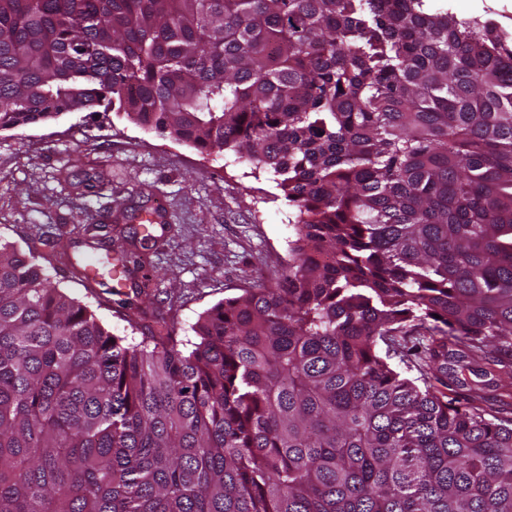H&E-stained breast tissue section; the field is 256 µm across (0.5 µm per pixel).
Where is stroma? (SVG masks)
I'll return each mask as SVG.
<instances>
[{"label":"stroma","mask_w":512,"mask_h":512,"mask_svg":"<svg viewBox=\"0 0 512 512\" xmlns=\"http://www.w3.org/2000/svg\"><path fill=\"white\" fill-rule=\"evenodd\" d=\"M445 4L458 18L478 16L512 35V0ZM155 205L167 222L145 242L129 215ZM293 214L270 174L112 112L0 130V240L32 253L59 288L130 344L159 316L186 343L205 310L238 288L276 282L288 265ZM123 249L140 251L156 271L139 282L141 311L132 318L70 266L91 251Z\"/></svg>","instance_id":"obj_1"}]
</instances>
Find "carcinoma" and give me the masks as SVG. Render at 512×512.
<instances>
[{
  "mask_svg": "<svg viewBox=\"0 0 512 512\" xmlns=\"http://www.w3.org/2000/svg\"><path fill=\"white\" fill-rule=\"evenodd\" d=\"M70 112L272 173L288 266L186 354L162 318L122 345L0 242V512H512V418L437 388L512 356L493 23L435 0H0V130Z\"/></svg>",
  "mask_w": 512,
  "mask_h": 512,
  "instance_id": "obj_1",
  "label": "carcinoma"
}]
</instances>
